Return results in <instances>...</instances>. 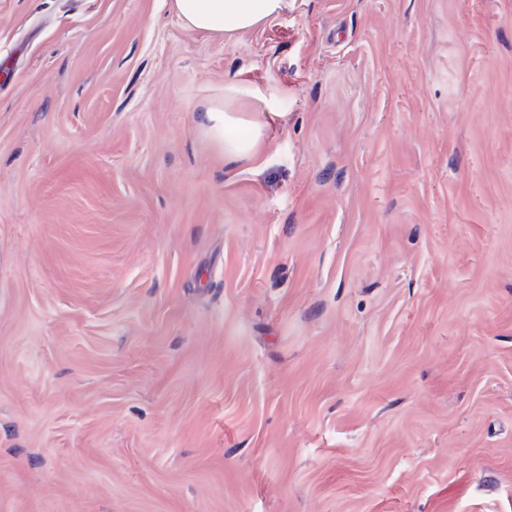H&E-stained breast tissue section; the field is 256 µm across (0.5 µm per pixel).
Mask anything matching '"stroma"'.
I'll list each match as a JSON object with an SVG mask.
<instances>
[{"mask_svg": "<svg viewBox=\"0 0 512 512\" xmlns=\"http://www.w3.org/2000/svg\"><path fill=\"white\" fill-rule=\"evenodd\" d=\"M0 512H512V0H0ZM186 28L233 37L288 10L292 0H171ZM244 94L241 85L232 82L224 87V104L209 103L198 115L202 132L228 165L256 159L280 117L277 112H245L238 104Z\"/></svg>", "mask_w": 512, "mask_h": 512, "instance_id": "stroma-1", "label": "stroma"}]
</instances>
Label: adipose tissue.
Returning a JSON list of instances; mask_svg holds the SVG:
<instances>
[{"instance_id":"obj_1","label":"adipose tissue","mask_w":512,"mask_h":512,"mask_svg":"<svg viewBox=\"0 0 512 512\" xmlns=\"http://www.w3.org/2000/svg\"><path fill=\"white\" fill-rule=\"evenodd\" d=\"M292 0H172V8L186 28L218 37H233L258 27L288 10ZM243 89L228 84L224 100L204 106L198 124L218 148L225 164L257 158L276 126V113L240 108Z\"/></svg>"}]
</instances>
